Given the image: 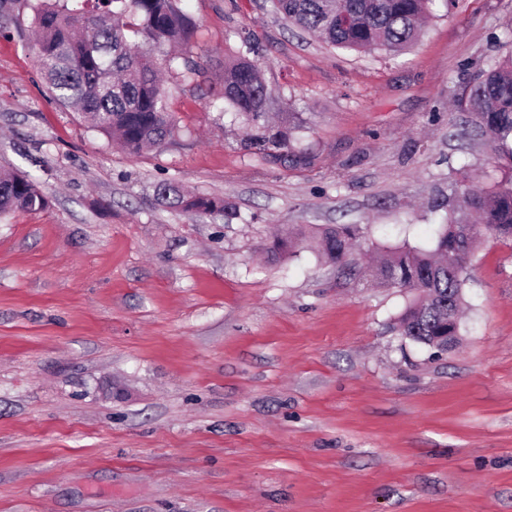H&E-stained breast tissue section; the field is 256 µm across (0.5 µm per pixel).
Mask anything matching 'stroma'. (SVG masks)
I'll return each mask as SVG.
<instances>
[{
	"label": "stroma",
	"instance_id": "stroma-1",
	"mask_svg": "<svg viewBox=\"0 0 512 512\" xmlns=\"http://www.w3.org/2000/svg\"><path fill=\"white\" fill-rule=\"evenodd\" d=\"M179 4L199 68L166 77L178 131L137 155L52 99L26 0L0 17V168L48 199L0 216V512H512V240L476 250L445 351L394 331L411 294L367 259L270 253L336 224L374 256L429 247L463 177L512 176L467 102L512 0H435L398 55L272 0ZM243 28L311 164L251 154L212 107ZM163 180L236 214L170 209Z\"/></svg>",
	"mask_w": 512,
	"mask_h": 512
}]
</instances>
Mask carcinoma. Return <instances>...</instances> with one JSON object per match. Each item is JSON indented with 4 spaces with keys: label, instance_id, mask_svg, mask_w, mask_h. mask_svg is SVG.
I'll use <instances>...</instances> for the list:
<instances>
[{
    "label": "carcinoma",
    "instance_id": "1",
    "mask_svg": "<svg viewBox=\"0 0 512 512\" xmlns=\"http://www.w3.org/2000/svg\"><path fill=\"white\" fill-rule=\"evenodd\" d=\"M69 0H34L33 27L38 34L37 65L57 101L74 106L89 127L130 154L159 144L176 132L158 66L175 74L180 56L166 51L183 47L194 25L179 0H91L92 9L71 8ZM278 12L298 30L317 34L338 48L360 52L406 50L429 17L432 0H274ZM246 52L224 67V83L213 102L228 104L251 126L245 145L277 159L308 164L312 156L290 146L287 132L269 125L264 104L267 88L256 63L252 35L240 36ZM147 46L162 62L141 52ZM468 102L492 136L493 154L512 160V53L477 76ZM154 193L169 205L198 215L230 219L232 206L221 197L192 195L181 185L161 181ZM457 203L439 225L434 247L408 245L386 252L373 270L375 280L405 288L418 297L400 316L397 328L410 340L444 349L448 319L460 320L467 263L482 235L512 237V177L489 190L463 184ZM48 205L37 184L24 174L0 172V214ZM356 230L327 226L314 237L319 256L342 265L354 249ZM297 246L293 230L274 241L271 253Z\"/></svg>",
    "mask_w": 512,
    "mask_h": 512
}]
</instances>
